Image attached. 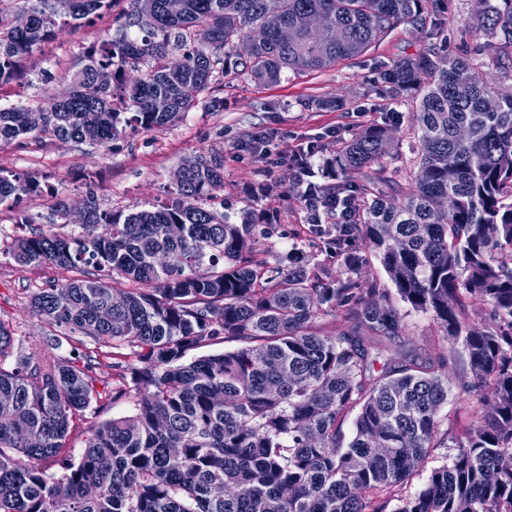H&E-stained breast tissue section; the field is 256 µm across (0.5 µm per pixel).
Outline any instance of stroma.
Returning a JSON list of instances; mask_svg holds the SVG:
<instances>
[{
  "mask_svg": "<svg viewBox=\"0 0 512 512\" xmlns=\"http://www.w3.org/2000/svg\"><path fill=\"white\" fill-rule=\"evenodd\" d=\"M472 9V0H443L446 49L470 58L482 73L491 57L486 36L460 35ZM117 27L114 15L108 14L95 26L49 44L32 57L20 77L0 88V101L32 104L42 90L65 91L63 75L75 56ZM426 44L423 32L403 25L367 53L325 70L291 72L275 84L225 77L222 85L207 91L206 102L175 125L127 132L107 149L64 141L44 146L33 141L2 143L0 166L64 182L73 205L84 199L86 183L95 182L101 207L125 214L164 202L172 172L183 160L220 151L224 154L225 212L234 215L256 209L260 215L257 231L266 250L283 255L298 247L313 263L343 273L347 270L343 256L329 247L326 238L309 231L306 213L295 198L296 174L285 154L313 142L329 158L338 138L384 122L396 129L398 166L408 165L413 155L405 130L412 125L414 104L408 98L386 96L380 67L416 57ZM213 98L220 100V108L210 107ZM258 130L268 134L260 153L245 139L246 132ZM60 222L53 196L46 192L32 196L18 208L0 212V243L9 244L35 231L57 230ZM65 277L64 271L22 267L0 254V317L12 321L15 337L24 346L44 348L50 333L31 308L33 293ZM491 399L489 390L467 393L453 381L440 415L447 418L449 432L458 435Z\"/></svg>",
  "mask_w": 512,
  "mask_h": 512,
  "instance_id": "35a3bbf8",
  "label": "stroma"
}]
</instances>
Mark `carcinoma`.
<instances>
[{
    "instance_id": "1",
    "label": "carcinoma",
    "mask_w": 512,
    "mask_h": 512,
    "mask_svg": "<svg viewBox=\"0 0 512 512\" xmlns=\"http://www.w3.org/2000/svg\"><path fill=\"white\" fill-rule=\"evenodd\" d=\"M120 2L0 0V88L62 28ZM168 2L130 0L118 33L66 71L64 92L0 106V142L108 148L129 129L178 122L229 75L263 84L324 70L409 24L429 47L385 82L416 100L414 167L402 176L387 164L393 137L377 123L337 144L340 177L323 187L356 198L354 236L396 293L311 271L299 250L258 258L255 211L211 204L221 152L188 160L168 202L126 216L101 209L87 184L79 230L3 249L20 266L71 274L31 304L67 330L58 343L91 346L83 366L26 354L0 317V512H387L393 501L392 512H512V0H473L468 26L488 38L495 70L480 81L468 58L437 47L442 0H181L178 13ZM40 188L0 169V206ZM46 188L66 216V185ZM395 296L430 315L442 341L413 345ZM477 306L482 326L470 322ZM338 313L346 330L321 335L318 320ZM223 339L241 346L189 357ZM459 347L475 374L461 388H488L492 402L430 468ZM118 349L132 357L115 364L130 386L100 390L92 362ZM122 399L133 413L97 424L69 458L75 423Z\"/></svg>"
}]
</instances>
